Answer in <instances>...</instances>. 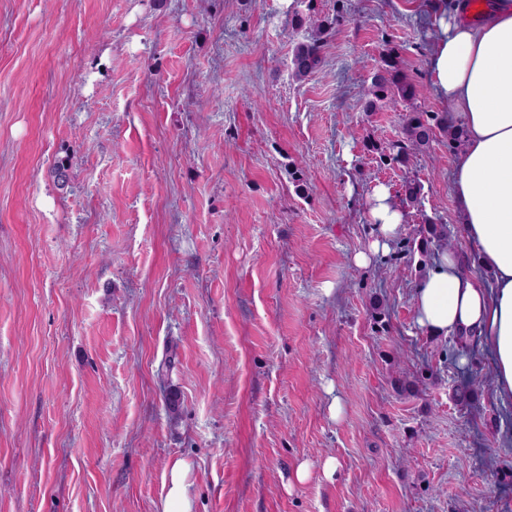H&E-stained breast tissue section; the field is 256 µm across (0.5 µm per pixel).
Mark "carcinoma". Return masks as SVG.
<instances>
[{"mask_svg":"<svg viewBox=\"0 0 512 512\" xmlns=\"http://www.w3.org/2000/svg\"><path fill=\"white\" fill-rule=\"evenodd\" d=\"M299 26L309 24L316 28L314 36L298 44L294 49L292 64L296 78L304 79L313 73L322 61L321 34L326 28L322 21L313 22L310 17L299 12L295 13ZM416 97V87L400 67L399 61L390 52L382 55L380 65L372 78L364 100V111L376 112L383 104L395 98L412 101ZM442 132L448 140L455 144H463L465 130L461 125L448 124V118L437 117L426 112L409 113L403 125L402 137L391 145L389 153L382 157L399 164L429 150L436 132Z\"/></svg>","mask_w":512,"mask_h":512,"instance_id":"1","label":"carcinoma"}]
</instances>
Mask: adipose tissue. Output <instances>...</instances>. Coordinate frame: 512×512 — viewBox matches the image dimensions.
I'll return each instance as SVG.
<instances>
[{
    "label": "adipose tissue",
    "instance_id": "1",
    "mask_svg": "<svg viewBox=\"0 0 512 512\" xmlns=\"http://www.w3.org/2000/svg\"><path fill=\"white\" fill-rule=\"evenodd\" d=\"M429 80L466 136L453 170L462 232L487 272L480 279L462 257L441 250L414 290L418 325L433 336L479 341L492 357L495 393L512 404V0H439ZM371 240L354 256L365 266L389 253L404 211L387 188L367 202Z\"/></svg>",
    "mask_w": 512,
    "mask_h": 512
}]
</instances>
